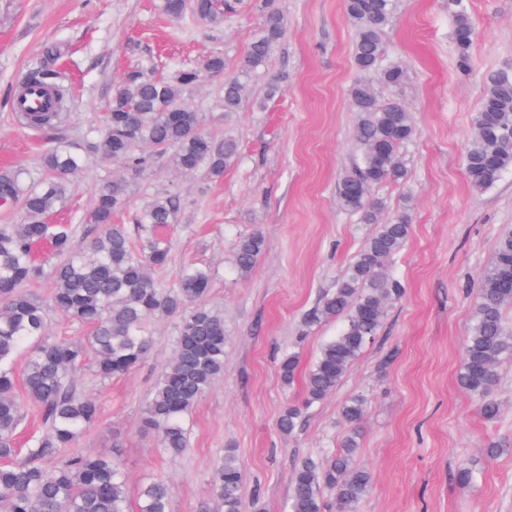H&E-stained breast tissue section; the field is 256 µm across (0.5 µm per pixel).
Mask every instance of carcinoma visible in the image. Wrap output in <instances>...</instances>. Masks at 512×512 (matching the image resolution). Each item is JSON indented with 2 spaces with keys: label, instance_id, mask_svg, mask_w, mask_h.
Listing matches in <instances>:
<instances>
[{
  "label": "carcinoma",
  "instance_id": "carcinoma-1",
  "mask_svg": "<svg viewBox=\"0 0 512 512\" xmlns=\"http://www.w3.org/2000/svg\"><path fill=\"white\" fill-rule=\"evenodd\" d=\"M257 8L265 16L263 34L249 47L239 73L224 79L223 112H236L244 83L263 67L283 33L281 13L268 3ZM344 15L354 31L352 60L363 74L348 89L357 112L355 141L358 159L340 178L336 202L362 224L378 229L344 270L336 288L323 293L304 317L308 328L341 319L340 332L328 340L304 376L301 403L287 406L278 427L293 433L309 408L329 396L363 349L378 335L387 303L400 299L403 283L388 271L390 262L410 234V215L404 209L384 224L378 223L382 202L376 189L405 179L401 149L416 135L414 115L403 104L380 101L376 85L394 92L408 83L401 61L385 62V36L395 17L398 0H344ZM157 9L172 19L190 13L212 27L224 25L233 12L228 0H158ZM453 25L457 69L472 68L473 22L465 0H448ZM62 47H42L24 81L9 94L10 103L28 88L51 91L54 105L46 112L12 107L25 128L54 129L70 117L74 96L55 67ZM201 71L182 69L173 78L155 75L143 61L124 74L112 90L102 127L81 143L59 141L41 158L43 176L35 179L22 168H0L3 203L21 212L17 224H0V512H132L127 477L120 454L72 453L60 465L47 468L63 449L75 447L80 434L98 420L97 402L78 385L76 370L92 360L101 380L125 374L143 362L153 336L152 320L159 315L179 319L176 350L154 385L145 407V423L158 437L161 450L180 456L189 446L185 420L198 401L224 373L226 336L224 317L209 309L205 298L211 285L208 270L185 268L177 287L163 288L151 270L165 268L171 246L161 230L174 223L180 208L176 194L154 196L136 215L135 225L112 222L126 199L129 184L110 177L100 180L82 223L94 224L98 234L83 246L71 227L50 224L47 218L63 208L70 196L71 178L82 172L87 157L121 160L127 169L141 172L154 154H170L182 174L204 171L220 179L237 157L231 137L216 138L202 128L201 115L184 102V95L200 79ZM471 186L482 191L512 170V69L488 72L483 95L473 117L471 141L465 153ZM50 244L58 262L51 267L53 287L43 298L27 287L40 279L44 266L35 248ZM258 233L240 239L234 249L235 266L242 277L253 271L263 250ZM512 231L494 245V258L484 272L464 342L460 387L481 400L488 418L499 409L489 399L498 367L512 356V336L504 326V307L512 304ZM66 315L87 326L83 340L52 342L44 339L49 312ZM27 351L22 387L25 398L37 406L44 430L28 435L25 447H15L24 414L16 397L14 365ZM299 365L295 353L279 364L283 382H294ZM365 400L344 403L343 420L350 433L342 448L326 460L303 458L294 468L288 512H325L323 492H334L336 512H358L372 478L356 466L358 428ZM243 473L234 450H224L213 467L210 490L221 512H248L242 497ZM171 487L149 479L139 490L137 512H170Z\"/></svg>",
  "mask_w": 512,
  "mask_h": 512
}]
</instances>
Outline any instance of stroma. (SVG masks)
<instances>
[{"mask_svg": "<svg viewBox=\"0 0 512 512\" xmlns=\"http://www.w3.org/2000/svg\"><path fill=\"white\" fill-rule=\"evenodd\" d=\"M223 28L193 17L159 13L154 0H0V167L40 174V159L55 138L76 141L100 124L114 84L136 62L153 58L161 74L201 66L224 55L225 75L240 70L263 28L254 0H236ZM284 35L268 64L247 83L239 111L223 114L217 101L223 77H203L184 96L205 131L236 140V160L221 180L205 172L178 173L168 158L154 159L140 175L123 163L90 157L55 224H71L81 241L95 235L82 223L95 185L128 179L125 204L114 215L132 224L153 196L181 199L168 266L155 273L175 287L185 264L210 269L208 307L224 317V375L192 410L190 446L170 457L146 428L143 411L175 350L177 320L152 321L153 348L132 371L102 382L91 368L79 386L100 407L98 423L78 440L82 452H119L129 497L146 475L173 488L171 512H217L210 493L214 459L234 449L244 475L245 499L259 512H288L295 465L304 457L336 452L349 432L341 408L366 402L360 426L359 467L373 485L359 512H512V358L498 368L490 397L495 419L458 385L463 346L483 272L493 246L512 230V170L490 188L472 189L464 154L472 117L488 71L512 68V0H468L475 35L472 71L461 76L454 59L447 0H399L386 35L389 59L404 62L410 82L399 99L413 112L415 138L403 148L407 179L376 194L385 215L411 203V232L392 265L405 287L387 308L375 339L354 361L336 390L312 406L298 430L281 434L278 419L299 403L303 375L341 321L305 328L303 318L319 295L334 288L343 270L375 232L336 205L339 177L356 159V114L348 88L356 77L353 32L343 0H276ZM63 45V70L75 104L66 126L50 135L20 127L8 101L45 43ZM281 90L269 94L270 82ZM261 232L265 248L248 278L233 263L236 240ZM300 356L299 375L284 385L278 364ZM497 456H487L491 445ZM472 476L461 481L458 469Z\"/></svg>", "mask_w": 512, "mask_h": 512, "instance_id": "stroma-1", "label": "stroma"}]
</instances>
